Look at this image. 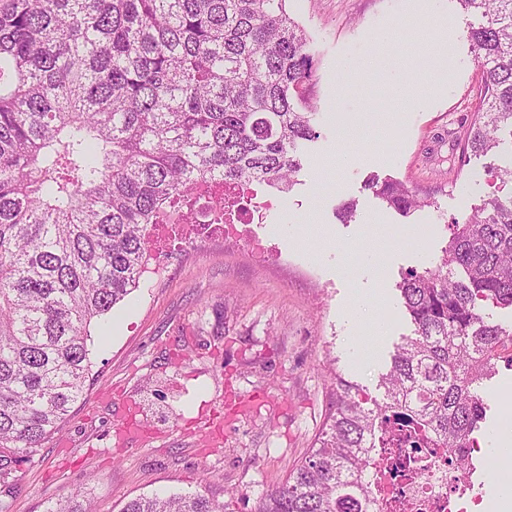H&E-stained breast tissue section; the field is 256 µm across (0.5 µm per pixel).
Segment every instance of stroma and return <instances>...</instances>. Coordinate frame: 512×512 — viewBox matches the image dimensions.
<instances>
[{
    "label": "stroma",
    "mask_w": 512,
    "mask_h": 512,
    "mask_svg": "<svg viewBox=\"0 0 512 512\" xmlns=\"http://www.w3.org/2000/svg\"><path fill=\"white\" fill-rule=\"evenodd\" d=\"M288 11L318 62L321 136L303 147L291 192H258L270 203L258 231L277 258L263 262L217 238L151 254L111 327L91 331L85 397L0 482L7 512H46L72 495L94 512H121L155 493H199L224 512H256L312 448L337 378L381 398L386 363L413 330L397 283L434 267L451 218L498 188L495 169L512 154L459 160L482 71L456 0H288ZM439 34L451 51L445 86L421 101L394 92L421 79ZM369 54L387 82L362 80ZM351 112L365 124L340 157L336 117ZM475 171L487 176L484 190L467 185ZM374 175L395 176L436 204L406 218L387 210L364 188ZM350 198L357 217L346 224L337 209ZM372 227L379 255L351 270ZM359 296L371 303L363 318L353 311ZM374 320L385 331L362 361L356 343Z\"/></svg>",
    "instance_id": "35a3bbf8"
}]
</instances>
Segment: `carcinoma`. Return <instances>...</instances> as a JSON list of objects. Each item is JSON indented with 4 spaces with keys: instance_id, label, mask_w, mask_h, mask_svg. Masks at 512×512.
Returning a JSON list of instances; mask_svg holds the SVG:
<instances>
[{
    "instance_id": "carcinoma-1",
    "label": "carcinoma",
    "mask_w": 512,
    "mask_h": 512,
    "mask_svg": "<svg viewBox=\"0 0 512 512\" xmlns=\"http://www.w3.org/2000/svg\"><path fill=\"white\" fill-rule=\"evenodd\" d=\"M482 69L464 151L512 144V0H457ZM288 0H0V478L59 432L85 393L94 318L139 287L149 227L205 203L216 185L289 192L319 139L318 62ZM451 222L434 269L397 284L414 336L364 406L336 380L333 411L305 462L257 512H385L374 448L418 441L459 451L486 419L482 385L512 332V165ZM408 217L436 201L367 182ZM47 512H89L71 497ZM123 512H224L201 494L141 497Z\"/></svg>"
}]
</instances>
